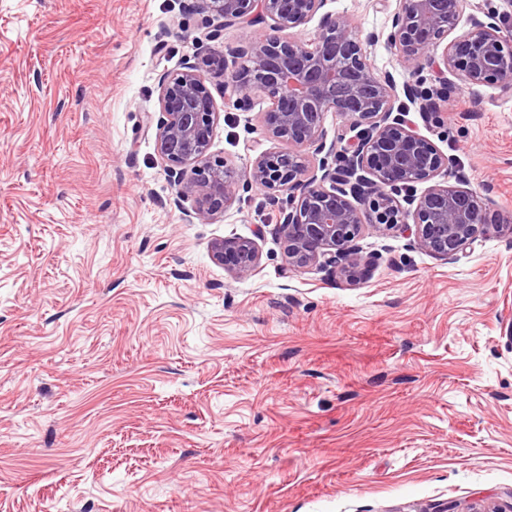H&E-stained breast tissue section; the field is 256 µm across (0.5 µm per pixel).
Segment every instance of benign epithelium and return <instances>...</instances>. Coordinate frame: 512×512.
Wrapping results in <instances>:
<instances>
[{"instance_id":"1","label":"benign epithelium","mask_w":512,"mask_h":512,"mask_svg":"<svg viewBox=\"0 0 512 512\" xmlns=\"http://www.w3.org/2000/svg\"><path fill=\"white\" fill-rule=\"evenodd\" d=\"M196 2L219 28L265 29L237 50L246 58L240 68L230 71L201 59L161 79L159 117L149 123L155 124L157 153L178 196L193 201L197 218L216 214L236 196L238 175L209 157L217 120L210 75L222 74L224 93L237 96L243 108L256 92L271 102L262 126L281 147L258 155L247 179L263 190L291 193V209L278 224L288 268L318 264L358 279L370 265L356 244L367 226L381 234H410L421 249L446 260L457 259L491 231L512 234L494 201L479 203L471 189L436 182L417 193L416 185L439 176L448 158L418 131L407 106L442 112L439 102L450 75L512 90V69L504 68L506 57L512 58V0H502L501 11L484 12L482 20L470 15V27L463 30L466 9H480L470 0H397L386 46L414 74L428 67L440 83L427 87L418 78L400 92L391 73L379 75L367 62V48L379 35L360 40L345 15L323 16L310 44L287 39L285 31L311 22L326 0ZM401 95L406 101H398ZM330 112L351 121L356 134L340 150L336 168L321 166L319 175L304 150L323 148ZM263 234L259 226L253 239L217 240L212 257L247 276L258 265Z\"/></svg>"}]
</instances>
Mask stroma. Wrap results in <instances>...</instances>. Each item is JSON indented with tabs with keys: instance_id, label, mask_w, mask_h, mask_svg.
I'll return each mask as SVG.
<instances>
[{
	"instance_id": "35a3bbf8",
	"label": "stroma",
	"mask_w": 512,
	"mask_h": 512,
	"mask_svg": "<svg viewBox=\"0 0 512 512\" xmlns=\"http://www.w3.org/2000/svg\"><path fill=\"white\" fill-rule=\"evenodd\" d=\"M395 7L324 10L363 37ZM260 33L194 0H0V512H512V236L450 262L369 228L360 279L286 271L288 194L244 176L270 102L217 76L236 198L177 199L160 80ZM448 102L409 117L512 213V93L453 78ZM259 225L250 275L213 261Z\"/></svg>"
}]
</instances>
